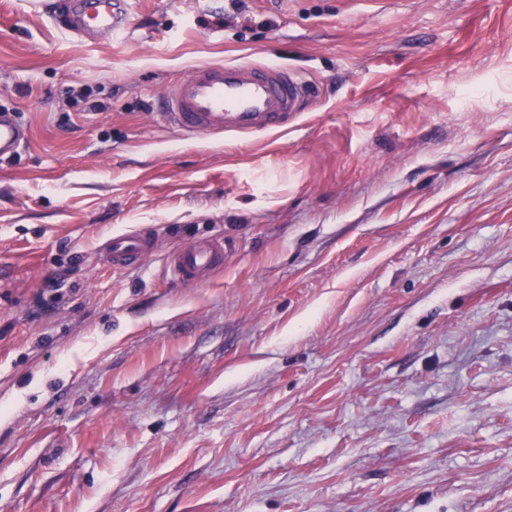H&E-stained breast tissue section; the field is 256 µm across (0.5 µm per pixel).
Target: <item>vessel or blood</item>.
<instances>
[{
	"mask_svg": "<svg viewBox=\"0 0 512 512\" xmlns=\"http://www.w3.org/2000/svg\"><path fill=\"white\" fill-rule=\"evenodd\" d=\"M136 0H63L64 26L82 37L118 38L131 25ZM303 85L273 63L227 62L201 65L176 77L161 98L159 116L184 137L251 135L287 130L302 110ZM27 132L10 112L0 113V158L14 155ZM152 241L123 232L105 241L102 253L116 268H135L150 255ZM223 240L199 238L170 261L175 279L193 284L206 279L225 259Z\"/></svg>",
	"mask_w": 512,
	"mask_h": 512,
	"instance_id": "1",
	"label": "vessel or blood"
}]
</instances>
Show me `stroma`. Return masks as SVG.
<instances>
[{
    "mask_svg": "<svg viewBox=\"0 0 512 512\" xmlns=\"http://www.w3.org/2000/svg\"><path fill=\"white\" fill-rule=\"evenodd\" d=\"M45 2L0 0V512H512V0H139L109 43ZM226 61L307 82L290 131L153 114ZM27 139L26 129L8 111L0 113V158L11 157ZM152 241L147 234L123 232L105 241L102 254L116 268H135L150 255ZM224 240L199 238L180 249L170 261L173 277L193 284L206 279L213 269L224 265Z\"/></svg>",
    "mask_w": 512,
    "mask_h": 512,
    "instance_id": "1",
    "label": "stroma"
}]
</instances>
